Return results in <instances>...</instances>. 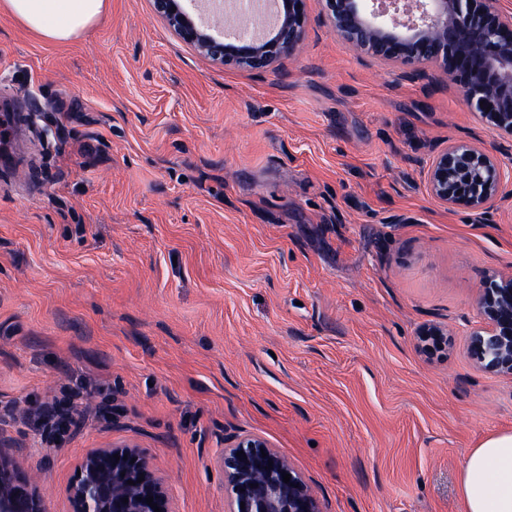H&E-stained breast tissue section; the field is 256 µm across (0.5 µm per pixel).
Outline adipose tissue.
Listing matches in <instances>:
<instances>
[{
    "mask_svg": "<svg viewBox=\"0 0 512 512\" xmlns=\"http://www.w3.org/2000/svg\"><path fill=\"white\" fill-rule=\"evenodd\" d=\"M27 28L66 41L99 22L105 0H0ZM465 512H512V432L492 436L472 449L460 474Z\"/></svg>",
    "mask_w": 512,
    "mask_h": 512,
    "instance_id": "obj_1",
    "label": "adipose tissue"
}]
</instances>
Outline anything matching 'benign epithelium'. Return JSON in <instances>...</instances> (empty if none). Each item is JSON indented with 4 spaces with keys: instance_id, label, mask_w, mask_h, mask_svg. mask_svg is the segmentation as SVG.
<instances>
[{
    "instance_id": "1",
    "label": "benign epithelium",
    "mask_w": 512,
    "mask_h": 512,
    "mask_svg": "<svg viewBox=\"0 0 512 512\" xmlns=\"http://www.w3.org/2000/svg\"><path fill=\"white\" fill-rule=\"evenodd\" d=\"M193 2L153 0L157 13L214 61L264 70L293 55L305 38L304 0H281L271 32L236 41L225 40L222 27L200 22L190 8ZM325 11L336 36L373 60L411 65L419 73L442 65L473 111L512 136V11L502 10L499 0H410L404 5L400 0H325ZM503 176L490 150L453 143L433 158L428 188L447 207L484 214L499 200ZM478 306L483 325L468 342L474 365L512 378V275L486 276ZM419 335L436 345L448 340L447 330L434 324L422 327ZM240 451L246 458L237 456ZM223 467L230 512H322L302 476L260 436L244 435L224 449ZM284 472L291 475L288 483ZM150 496L161 512H174L159 479L134 448L89 454L72 487L75 512H154L146 503ZM0 512H46L31 481L16 478L1 459Z\"/></svg>"
}]
</instances>
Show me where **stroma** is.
Here are the masks:
<instances>
[{
	"instance_id": "35a3bbf8",
	"label": "stroma",
	"mask_w": 512,
	"mask_h": 512,
	"mask_svg": "<svg viewBox=\"0 0 512 512\" xmlns=\"http://www.w3.org/2000/svg\"><path fill=\"white\" fill-rule=\"evenodd\" d=\"M305 11L263 72L205 57L152 0L63 42L0 11V102L41 114L0 172V455L48 512H74L88 453L125 447L174 512H227L246 434L324 512H463L467 455L512 432V379L467 352L483 279L512 274V205L450 210L426 183L457 141L512 170V138ZM428 323L447 349L422 350ZM43 404L84 423L38 439Z\"/></svg>"
}]
</instances>
